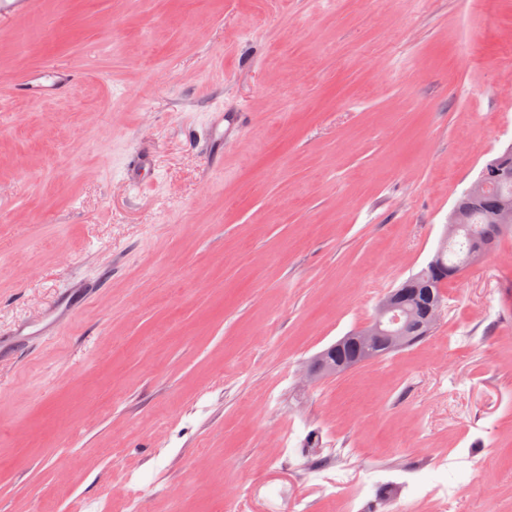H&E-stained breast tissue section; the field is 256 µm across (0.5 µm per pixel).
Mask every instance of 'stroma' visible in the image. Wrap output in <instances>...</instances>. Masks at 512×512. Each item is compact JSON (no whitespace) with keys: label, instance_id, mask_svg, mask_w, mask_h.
Masks as SVG:
<instances>
[{"label":"stroma","instance_id":"stroma-1","mask_svg":"<svg viewBox=\"0 0 512 512\" xmlns=\"http://www.w3.org/2000/svg\"><path fill=\"white\" fill-rule=\"evenodd\" d=\"M52 64L57 99L12 95ZM219 108L245 122L214 152ZM510 146L512 0H38L0 26V512H512V238L423 342L304 379Z\"/></svg>","mask_w":512,"mask_h":512}]
</instances>
